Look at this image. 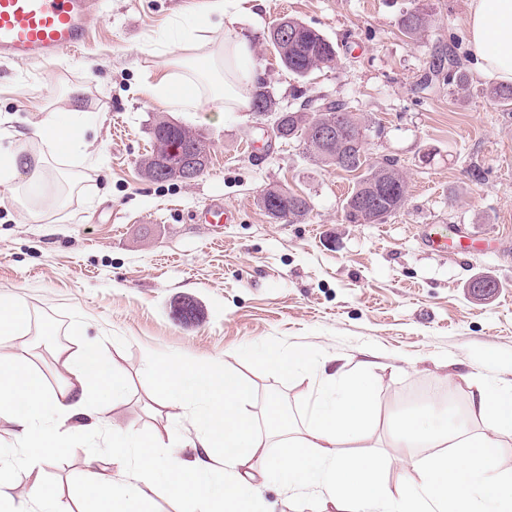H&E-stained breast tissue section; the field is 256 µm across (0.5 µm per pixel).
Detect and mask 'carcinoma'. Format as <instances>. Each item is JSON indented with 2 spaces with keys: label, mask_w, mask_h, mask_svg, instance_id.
<instances>
[{
  "label": "carcinoma",
  "mask_w": 512,
  "mask_h": 512,
  "mask_svg": "<svg viewBox=\"0 0 512 512\" xmlns=\"http://www.w3.org/2000/svg\"><path fill=\"white\" fill-rule=\"evenodd\" d=\"M431 23V15L419 8L406 11L399 19L401 31L409 38L426 30ZM288 27L299 31L297 40H279L267 34L281 64L288 71L305 79L314 70L335 62V46L319 31L293 18L288 19ZM449 63L448 85L458 90L466 89L468 78L458 56H453ZM250 96L252 113L257 116L268 113L280 116L281 139L304 144L315 162L324 166L334 165L347 172L366 168L343 206L345 220L349 223H360L357 216L365 201H372L374 210L388 217L404 206L406 182L396 162L389 158L381 162H368L364 148L361 147L367 128L362 118L346 103L330 101L314 105L309 100L297 110H281L262 82L252 88ZM331 123L336 124L334 140L330 143L319 141L316 137L318 130ZM167 124L165 119L155 123L152 129L153 140L170 137L175 142H195L199 145V151L210 153L209 145L200 133L190 128L173 131ZM259 202L267 215L276 221L286 217L290 223H302L310 213L306 198L282 187L262 190Z\"/></svg>",
  "instance_id": "carcinoma-1"
}]
</instances>
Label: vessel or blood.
I'll return each instance as SVG.
<instances>
[{
  "instance_id": "1",
  "label": "vessel or blood",
  "mask_w": 512,
  "mask_h": 512,
  "mask_svg": "<svg viewBox=\"0 0 512 512\" xmlns=\"http://www.w3.org/2000/svg\"><path fill=\"white\" fill-rule=\"evenodd\" d=\"M100 6L101 0H0V59L41 62L81 47ZM203 214L211 224L236 218L220 198L211 199Z\"/></svg>"
}]
</instances>
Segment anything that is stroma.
Wrapping results in <instances>:
<instances>
[{"label": "stroma", "instance_id": "35a3bbf8", "mask_svg": "<svg viewBox=\"0 0 512 512\" xmlns=\"http://www.w3.org/2000/svg\"><path fill=\"white\" fill-rule=\"evenodd\" d=\"M208 3L107 0L83 48L49 62L0 60V155L35 105L64 108L72 86L85 91L86 110L74 125L92 152L70 167L79 178L72 195L40 215L0 189V300L21 299L33 317L25 335L4 344L23 350L54 390L66 372L42 345V318L56 324L60 344L101 343L128 383L107 417L181 442L185 458L196 427L161 401L150 356L234 369L256 400L277 395L297 423L308 384L260 365L265 344L313 349L333 372L372 362L374 433L368 446L343 450L379 457L394 476L401 454L386 445L391 414L446 387L462 410L476 387L512 384V112L489 95L491 82L467 45L457 49L467 90L427 76L432 55L447 52L451 36L465 37L468 0H262L249 13L224 0L225 25L251 43L281 108L348 102L369 125L368 160H396L406 202L381 224L342 219L358 173L316 164L302 144L270 139L254 116L214 104L175 112L153 99L146 81L166 63L161 50L173 43L174 26L207 24ZM414 8L429 12L432 24L410 39L398 18ZM283 16L319 30L336 48L335 63L304 79L289 72L266 39ZM161 118L206 138L209 164L193 182L142 174ZM274 185L307 198L304 223L263 211L259 195ZM214 197L236 211L233 223L199 219ZM429 224L447 237V251L426 248ZM480 276L499 284L485 300L469 289ZM184 300L196 304L195 319L175 316ZM111 436L99 427L84 448L46 466V491L66 494L106 460ZM261 500L264 512H336L318 496H294L269 481Z\"/></svg>", "mask_w": 512, "mask_h": 512}]
</instances>
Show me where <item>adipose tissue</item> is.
Listing matches in <instances>:
<instances>
[{
  "mask_svg": "<svg viewBox=\"0 0 512 512\" xmlns=\"http://www.w3.org/2000/svg\"><path fill=\"white\" fill-rule=\"evenodd\" d=\"M466 28L481 72L512 84V0H469ZM177 43L186 76L180 80L159 68L148 84L155 100L181 111L209 102L227 112L248 111L258 72L247 40L229 28L191 24L180 29ZM66 100L67 109L43 108L41 118L0 156V186L24 195L31 213L39 212L42 201L32 188L46 180L53 154L87 156L71 121L85 109L83 89L69 88ZM44 347L71 375L55 390L47 389L21 353L0 349V418L20 428L16 461L0 462V512H18L11 492L20 486L30 512H152L148 486L161 487L177 512H260L243 469L268 438L277 453L264 464L266 476L293 490L322 489L337 512H512V472L503 470L499 452L502 437L512 438V387L470 393L463 415L444 397L404 413L392 447L411 455L425 448L429 454L402 467L390 486L376 458L341 450L372 436L378 396L369 370L336 378L326 375L315 353L277 345L263 347L257 360L308 381L311 402L302 426H291L274 397L253 412V388L236 372L156 358L152 370L165 403L198 424L197 457L180 460L162 443L121 427L112 435L110 459L121 484L104 482L93 471L68 496L45 493L44 467L76 450L75 432L85 420H98L126 384L98 344L72 351L48 339ZM475 419L482 428L472 427Z\"/></svg>",
  "mask_w": 512,
  "mask_h": 512,
  "instance_id": "ef3b65f1",
  "label": "adipose tissue"
}]
</instances>
